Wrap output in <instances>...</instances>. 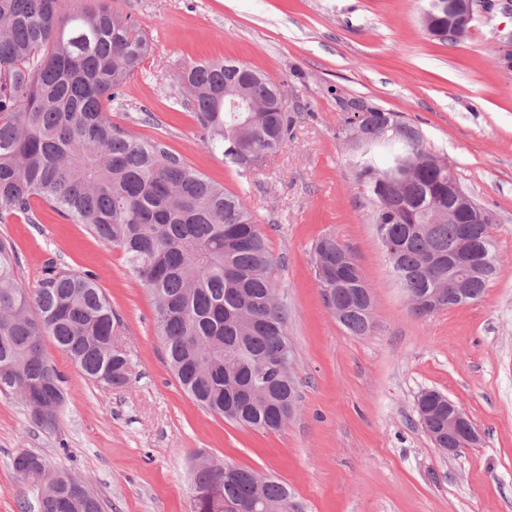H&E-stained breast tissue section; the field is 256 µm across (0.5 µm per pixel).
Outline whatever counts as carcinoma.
Instances as JSON below:
<instances>
[{"instance_id":"1","label":"carcinoma","mask_w":512,"mask_h":512,"mask_svg":"<svg viewBox=\"0 0 512 512\" xmlns=\"http://www.w3.org/2000/svg\"><path fill=\"white\" fill-rule=\"evenodd\" d=\"M150 51L129 18L106 5L63 12L62 0H0V222L27 215L40 199L123 251L129 270L155 301L166 363L200 407L253 430L280 429L296 410L295 379L268 364L293 358L288 314L275 293L274 261L242 199L189 166L166 144L112 122L119 88ZM187 100L204 145L243 171L288 140L284 91L250 66L199 62L185 71ZM245 94L254 112H225L222 95ZM370 118L347 143L348 165L377 236L407 295L448 282V253L469 228L448 220V165L427 163L423 133L396 112L361 103ZM487 253L461 272L475 297L498 266L491 225H479ZM338 241L323 237L315 257L336 265ZM352 284L336 295V275L318 280L325 306L344 302L339 323L366 335L370 319L354 293L362 275L346 253ZM14 249L0 241V392L18 396L31 419L63 395L62 376L44 352L52 337L82 375L105 390L128 384V350L111 342L117 316L89 274L47 264L35 287L23 283ZM39 455L12 459L19 483L44 493L45 512H102L83 485L51 481ZM224 471L196 468L192 512H225L205 494ZM257 497L265 512H298L288 488L237 468L224 497Z\"/></svg>"}]
</instances>
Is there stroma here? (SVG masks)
I'll use <instances>...</instances> for the list:
<instances>
[{
    "mask_svg": "<svg viewBox=\"0 0 512 512\" xmlns=\"http://www.w3.org/2000/svg\"><path fill=\"white\" fill-rule=\"evenodd\" d=\"M103 3L152 43L112 103L113 121L239 195L265 235L298 408L266 432L198 407L164 361L153 299L123 252L34 201L31 218L0 223L20 278L36 284L49 261L94 274L131 367L124 388L104 390L46 341L63 378L59 427H38L17 397L0 394V512H37L36 490L10 466L22 450L81 479L103 512H191L200 452L277 479L301 512H512V0H474L455 42L426 31L427 0H64L63 9ZM218 60L262 71L293 108L287 143L248 174L204 147L182 105L185 69ZM354 101L417 126L492 214L499 268L481 300L410 314L336 135ZM327 235L354 254L372 290L367 335L347 333L324 305L314 247ZM425 390L467 412L479 447L456 456L435 447L416 411Z\"/></svg>",
    "mask_w": 512,
    "mask_h": 512,
    "instance_id": "obj_1",
    "label": "stroma"
}]
</instances>
